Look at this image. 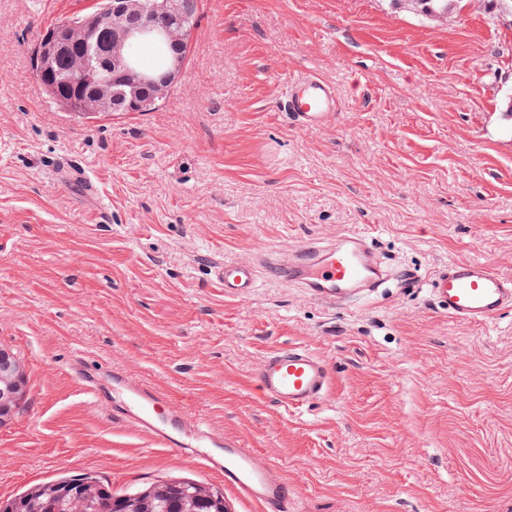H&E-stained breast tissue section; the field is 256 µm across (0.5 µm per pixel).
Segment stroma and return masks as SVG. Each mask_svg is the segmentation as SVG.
<instances>
[{
	"label": "stroma",
	"mask_w": 512,
	"mask_h": 512,
	"mask_svg": "<svg viewBox=\"0 0 512 512\" xmlns=\"http://www.w3.org/2000/svg\"><path fill=\"white\" fill-rule=\"evenodd\" d=\"M92 4L0 0V350L24 377L0 425V501L62 475L116 494L178 477L261 512L112 419L80 363L149 382L187 426L273 460L298 512H512V310L471 324L430 286L456 260L512 273V11L199 0L160 106L81 121L45 94L32 50ZM299 71L335 87L329 124L283 111ZM346 228L419 284L335 305L262 276L225 296L224 262ZM287 346L327 361L325 401L290 411L257 391Z\"/></svg>",
	"instance_id": "stroma-1"
}]
</instances>
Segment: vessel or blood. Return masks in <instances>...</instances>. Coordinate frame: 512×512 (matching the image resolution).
<instances>
[{
  "label": "vessel or blood",
  "mask_w": 512,
  "mask_h": 512,
  "mask_svg": "<svg viewBox=\"0 0 512 512\" xmlns=\"http://www.w3.org/2000/svg\"><path fill=\"white\" fill-rule=\"evenodd\" d=\"M336 103L333 85L315 74L301 73L289 78L282 108L296 127L304 129L329 122ZM262 274L335 302L349 299L358 289L380 287L390 276L368 235L355 230L342 231L327 243L308 238L293 249H276L260 267L228 261L218 270L225 296L233 298L251 293ZM431 286L449 316L465 322L487 324L512 307V277L485 262H450L436 273ZM111 378L108 389L89 374L83 375L82 385L94 402L133 423L158 444L221 470L225 482L260 504L263 512H296V496L287 482L274 477L270 459L241 440L214 434L207 426L187 428L177 411L158 418L159 391L118 369ZM255 381L263 397L288 410L323 402L332 386L326 362L304 347H284L269 354Z\"/></svg>",
  "instance_id": "b4317fda"
}]
</instances>
